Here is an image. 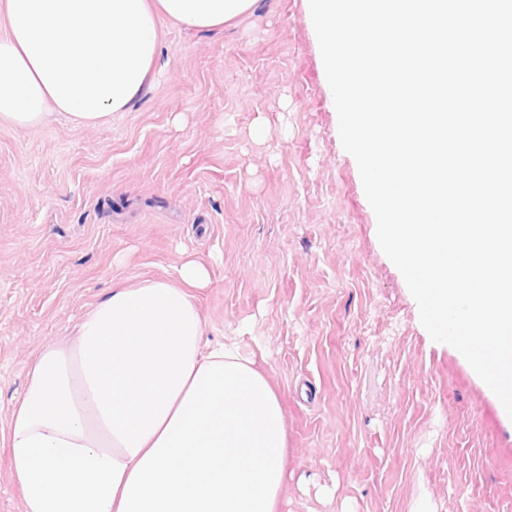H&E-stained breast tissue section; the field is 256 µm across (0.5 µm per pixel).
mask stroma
<instances>
[{
	"label": "stroma",
	"instance_id": "35a3bbf8",
	"mask_svg": "<svg viewBox=\"0 0 512 512\" xmlns=\"http://www.w3.org/2000/svg\"><path fill=\"white\" fill-rule=\"evenodd\" d=\"M157 29L162 73L108 122L0 123V426L37 351L192 257L208 338L280 398V512H512V422L379 244L303 0Z\"/></svg>",
	"mask_w": 512,
	"mask_h": 512
}]
</instances>
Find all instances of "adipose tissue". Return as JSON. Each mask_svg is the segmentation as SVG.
<instances>
[{
	"label": "adipose tissue",
	"mask_w": 512,
	"mask_h": 512,
	"mask_svg": "<svg viewBox=\"0 0 512 512\" xmlns=\"http://www.w3.org/2000/svg\"><path fill=\"white\" fill-rule=\"evenodd\" d=\"M257 0H0V123L107 122L157 64L155 18L203 32ZM207 267L113 289L32 361L0 446L26 512H280L277 394L237 345L204 342Z\"/></svg>",
	"instance_id": "adipose-tissue-1"
}]
</instances>
